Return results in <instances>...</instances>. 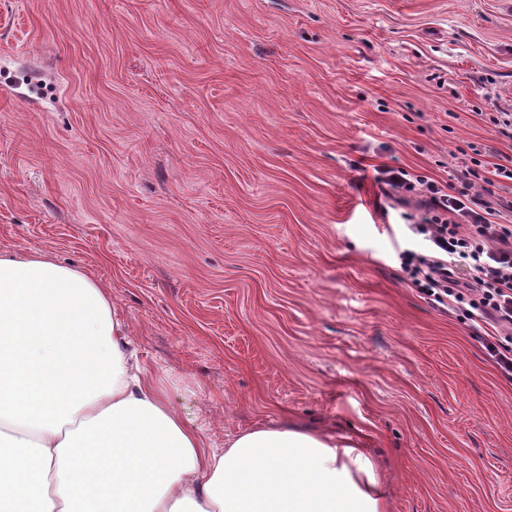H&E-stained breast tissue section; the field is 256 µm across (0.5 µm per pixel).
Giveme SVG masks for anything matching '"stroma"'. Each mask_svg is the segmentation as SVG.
Masks as SVG:
<instances>
[{
    "mask_svg": "<svg viewBox=\"0 0 512 512\" xmlns=\"http://www.w3.org/2000/svg\"><path fill=\"white\" fill-rule=\"evenodd\" d=\"M512 113V0H0V252L106 288L211 447L364 448L387 512H512V380L415 288L419 195Z\"/></svg>",
    "mask_w": 512,
    "mask_h": 512,
    "instance_id": "35a3bbf8",
    "label": "stroma"
}]
</instances>
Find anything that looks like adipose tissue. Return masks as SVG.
<instances>
[{
    "mask_svg": "<svg viewBox=\"0 0 512 512\" xmlns=\"http://www.w3.org/2000/svg\"><path fill=\"white\" fill-rule=\"evenodd\" d=\"M0 512H386L363 449L296 428L210 447L136 358L110 295L0 253Z\"/></svg>",
    "mask_w": 512,
    "mask_h": 512,
    "instance_id": "ef3b65f1",
    "label": "adipose tissue"
}]
</instances>
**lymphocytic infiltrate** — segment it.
I'll list each match as a JSON object with an SVG mask.
<instances>
[{"label":"lymphocytic infiltrate","instance_id":"obj_1","mask_svg":"<svg viewBox=\"0 0 512 512\" xmlns=\"http://www.w3.org/2000/svg\"><path fill=\"white\" fill-rule=\"evenodd\" d=\"M378 179L395 191H420L426 209L416 230L429 254H404L416 287L436 301L466 311L469 320L491 326L486 349L512 374V225L477 192L478 170L462 164L447 183L419 177L403 167L379 168Z\"/></svg>","mask_w":512,"mask_h":512}]
</instances>
